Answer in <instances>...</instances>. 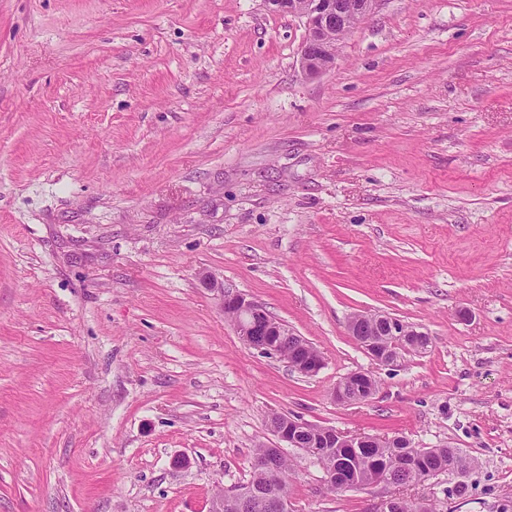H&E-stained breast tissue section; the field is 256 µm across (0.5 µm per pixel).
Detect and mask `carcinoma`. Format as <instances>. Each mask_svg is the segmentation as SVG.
<instances>
[{
	"label": "carcinoma",
	"mask_w": 512,
	"mask_h": 512,
	"mask_svg": "<svg viewBox=\"0 0 512 512\" xmlns=\"http://www.w3.org/2000/svg\"><path fill=\"white\" fill-rule=\"evenodd\" d=\"M417 449L401 448L395 443L378 441L371 448L336 449V477L327 482L328 489L342 490V485L354 487L373 485L384 477L395 485L417 484L448 471L452 461H457L461 474L468 473L470 461L462 454L453 455L448 447L428 448L419 458ZM253 459L248 485L277 498H289L291 463L277 448H257ZM224 512H270L268 499L241 501L239 493H224Z\"/></svg>",
	"instance_id": "carcinoma-1"
}]
</instances>
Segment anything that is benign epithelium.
Returning a JSON list of instances; mask_svg holds the SVG:
<instances>
[{
	"mask_svg": "<svg viewBox=\"0 0 512 512\" xmlns=\"http://www.w3.org/2000/svg\"><path fill=\"white\" fill-rule=\"evenodd\" d=\"M269 11L304 20L306 36L300 47L299 63L309 75L322 73L334 58L331 37L341 38L355 24L368 18L380 0H354V20H347L346 0H264ZM202 283L220 290L221 307L226 312L240 340L263 353L289 356L292 367L304 376L316 375L324 365L322 353L309 341L293 332L287 324L272 317L263 304L240 292H230L208 276ZM351 336L371 335L365 349L374 361L393 365L400 359L402 346L427 335L421 327L408 325L381 312H358L347 323ZM264 336L263 344L253 341ZM274 434L289 448H366L377 436L350 433L309 423L298 417L271 421Z\"/></svg>",
	"mask_w": 512,
	"mask_h": 512,
	"instance_id": "7a95c632",
	"label": "benign epithelium"
}]
</instances>
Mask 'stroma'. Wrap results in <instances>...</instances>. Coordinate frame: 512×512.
Returning a JSON list of instances; mask_svg holds the SVG:
<instances>
[{"label":"stroma","instance_id":"1","mask_svg":"<svg viewBox=\"0 0 512 512\" xmlns=\"http://www.w3.org/2000/svg\"><path fill=\"white\" fill-rule=\"evenodd\" d=\"M305 35L263 0H0V512H207L275 413L473 461L462 496L334 493L289 448L292 512H512V0H381L316 76ZM206 275L323 369L243 344ZM359 311L428 351L376 364ZM369 327L371 332H364ZM350 336L357 341L372 338L374 336H395L392 345L382 340H367L365 349L374 361L382 365H393L400 359L399 350L409 341H415L418 336L429 334L416 325H407L399 319L381 312H358L351 315L347 323ZM429 347V341L425 338L417 344L403 347V353L408 351L423 352Z\"/></svg>","mask_w":512,"mask_h":512}]
</instances>
